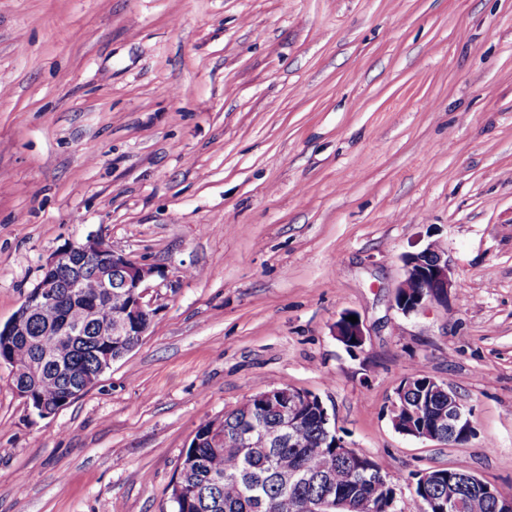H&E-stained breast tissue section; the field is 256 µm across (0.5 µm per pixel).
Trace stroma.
Here are the masks:
<instances>
[{"label":"stroma","instance_id":"stroma-1","mask_svg":"<svg viewBox=\"0 0 512 512\" xmlns=\"http://www.w3.org/2000/svg\"><path fill=\"white\" fill-rule=\"evenodd\" d=\"M91 232L152 268V323L48 418L0 364V512H173L198 425L285 386L399 497L512 494V0H0V324ZM431 242L460 287L403 315ZM420 370L467 443L394 429Z\"/></svg>","mask_w":512,"mask_h":512}]
</instances>
